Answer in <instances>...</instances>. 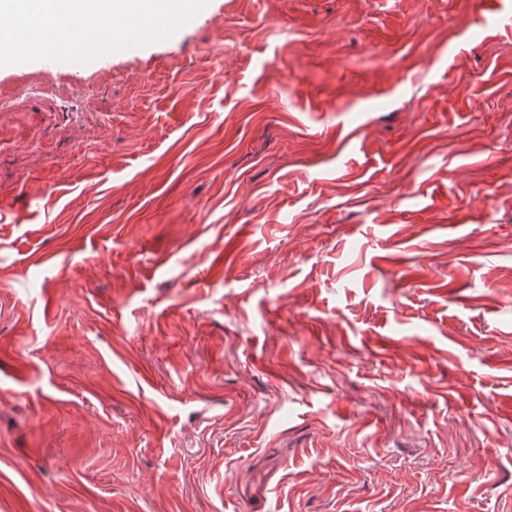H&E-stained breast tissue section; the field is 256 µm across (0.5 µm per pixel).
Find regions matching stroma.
Segmentation results:
<instances>
[{
  "instance_id": "obj_1",
  "label": "stroma",
  "mask_w": 512,
  "mask_h": 512,
  "mask_svg": "<svg viewBox=\"0 0 512 512\" xmlns=\"http://www.w3.org/2000/svg\"><path fill=\"white\" fill-rule=\"evenodd\" d=\"M1 97L0 512H512V0H209Z\"/></svg>"
}]
</instances>
